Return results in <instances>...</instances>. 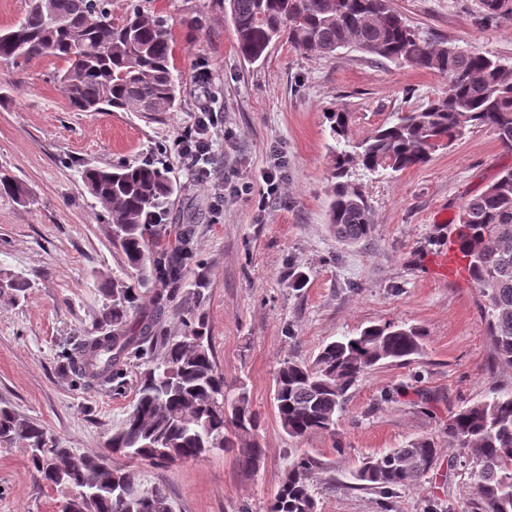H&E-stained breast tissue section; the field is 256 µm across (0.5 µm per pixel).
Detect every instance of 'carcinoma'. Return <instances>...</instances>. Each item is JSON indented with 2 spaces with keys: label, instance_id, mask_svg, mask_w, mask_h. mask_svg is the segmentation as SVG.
<instances>
[{
  "label": "carcinoma",
  "instance_id": "1",
  "mask_svg": "<svg viewBox=\"0 0 512 512\" xmlns=\"http://www.w3.org/2000/svg\"><path fill=\"white\" fill-rule=\"evenodd\" d=\"M226 2L238 51L248 61L261 60L272 44L285 41L305 55L335 56L349 47L377 61L448 77L446 94L379 126L358 150L334 149L338 181L330 188L329 224L341 241L357 244L374 233L365 197L343 181L353 166L372 172L420 167L478 126L512 150V61L423 41L391 0ZM109 5L110 0H29L18 23L0 28V59L18 64L51 56L68 63L58 80L77 112L176 111L181 89L171 70L166 20L145 12L137 0L116 23ZM329 120L334 141H346L349 113L334 112ZM82 178L107 209L112 242L139 285L177 284L192 254L190 235L178 253L164 247L162 217L175 187L160 161L87 168ZM457 245L480 294L497 366L512 371V168L464 203ZM139 297L136 289L112 283V304L101 317L106 331L82 340L62 364L101 384L122 376L132 356L147 365L132 409L112 431L108 447L159 466L222 451L235 456L242 474L255 475L264 456L256 441L259 414L245 384L226 385L200 305L188 306L182 331L168 336L159 314L134 316ZM422 341L415 327L374 325L326 344L310 363L282 360L274 387L282 430L294 440L335 433L357 380L379 364L409 360ZM445 430L448 445L464 452L463 467L476 492L471 512H512V387H494L462 406ZM1 438L26 448L39 480L79 494L78 512H172L165 486H145L135 473L100 455L62 447L43 426L7 405L0 406ZM437 459L435 441L422 436L363 461L353 477L359 486L383 493L417 487ZM317 467L306 451L295 457L267 512H318L311 485Z\"/></svg>",
  "mask_w": 512,
  "mask_h": 512
}]
</instances>
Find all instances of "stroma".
I'll list each match as a JSON object with an SVG mask.
<instances>
[{
  "instance_id": "1",
  "label": "stroma",
  "mask_w": 512,
  "mask_h": 512,
  "mask_svg": "<svg viewBox=\"0 0 512 512\" xmlns=\"http://www.w3.org/2000/svg\"><path fill=\"white\" fill-rule=\"evenodd\" d=\"M391 3L427 42L512 60V20L485 19L479 0ZM143 4L167 21L171 70L182 84L176 111L75 112L57 79L63 60L0 61V176L24 190L0 194V277L29 284L19 300L0 292V405L64 447L109 455L145 484H166L173 512H266L298 447L321 463L311 479L320 512H468L475 490L443 425L493 386L512 384V374L489 370L493 345L466 268L442 274L435 261L457 255L461 206L512 168V151L476 127L425 166L351 172L375 232L369 242L344 244L328 221L335 181L328 112L349 113L347 138L356 144L397 113L445 94L447 77L375 63L349 48L306 56L286 43L251 63L237 51L223 0ZM199 12L206 22L197 29L189 20ZM203 109L217 115L208 183L196 181L176 146ZM150 157L162 158L176 187L164 216L166 244L177 246L181 229L191 227L193 257L177 296L158 282L141 295H166L162 326L173 333L195 280L206 276L201 307L217 366L228 386L246 385L261 419L264 460L249 478L222 452L169 467L108 454V438L133 405L141 360L130 357L122 378L102 386L61 368L80 338L99 331L113 282L137 286L82 172ZM274 172L282 189L259 203L256 193ZM217 179L224 182L219 207ZM244 182L254 195L236 193ZM384 323L421 329L420 353L361 376L335 433L289 439L274 403L280 361H312L326 343ZM420 436L440 448L422 487L387 495L356 488L352 473L364 459ZM62 501L32 474L23 448L0 445V512H61Z\"/></svg>"
}]
</instances>
